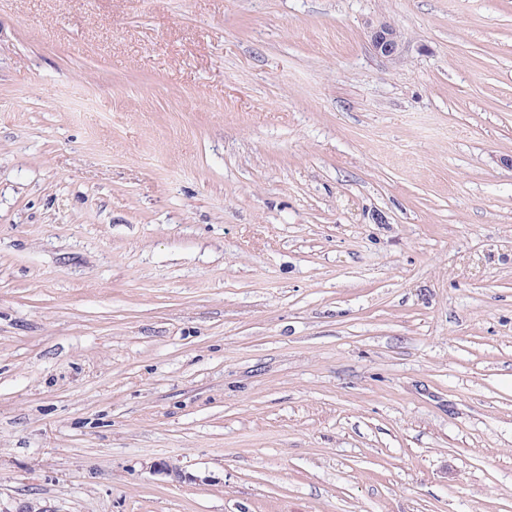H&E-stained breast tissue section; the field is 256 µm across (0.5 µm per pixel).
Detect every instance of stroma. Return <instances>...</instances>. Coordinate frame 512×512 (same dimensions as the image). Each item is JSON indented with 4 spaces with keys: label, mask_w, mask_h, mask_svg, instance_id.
Listing matches in <instances>:
<instances>
[{
    "label": "stroma",
    "mask_w": 512,
    "mask_h": 512,
    "mask_svg": "<svg viewBox=\"0 0 512 512\" xmlns=\"http://www.w3.org/2000/svg\"><path fill=\"white\" fill-rule=\"evenodd\" d=\"M26 503L512 512V0H0ZM370 45L381 57L395 56L400 49V36L397 29L387 22H381L369 29Z\"/></svg>",
    "instance_id": "stroma-1"
}]
</instances>
